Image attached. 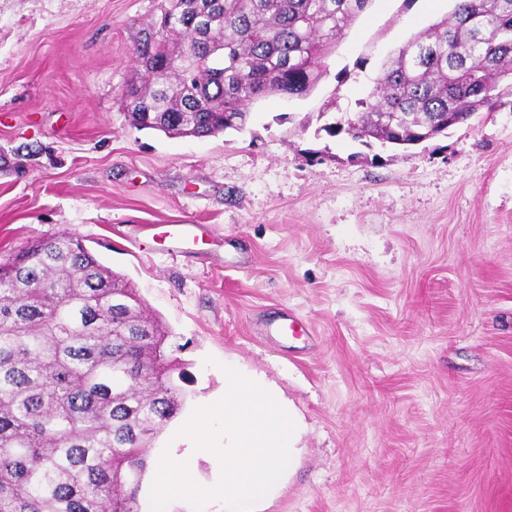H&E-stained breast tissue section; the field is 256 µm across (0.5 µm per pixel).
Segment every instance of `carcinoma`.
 Returning a JSON list of instances; mask_svg holds the SVG:
<instances>
[{"mask_svg": "<svg viewBox=\"0 0 512 512\" xmlns=\"http://www.w3.org/2000/svg\"><path fill=\"white\" fill-rule=\"evenodd\" d=\"M208 6L200 26L187 19ZM369 0H161L123 99L143 129L238 130L247 106L301 98ZM512 80V0H455L391 60L353 140L407 147L492 109ZM166 331L82 240L0 266V512H139L153 444L184 394Z\"/></svg>", "mask_w": 512, "mask_h": 512, "instance_id": "cac0c4a2", "label": "carcinoma"}]
</instances>
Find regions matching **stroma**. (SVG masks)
<instances>
[{"mask_svg":"<svg viewBox=\"0 0 512 512\" xmlns=\"http://www.w3.org/2000/svg\"><path fill=\"white\" fill-rule=\"evenodd\" d=\"M157 5L0 0V263L67 232L135 289L184 373L157 447H183L217 361L276 383L303 454L264 512H512V87L408 149L324 130L454 0H370L307 96L204 138L123 108Z\"/></svg>","mask_w":512,"mask_h":512,"instance_id":"1","label":"stroma"}]
</instances>
